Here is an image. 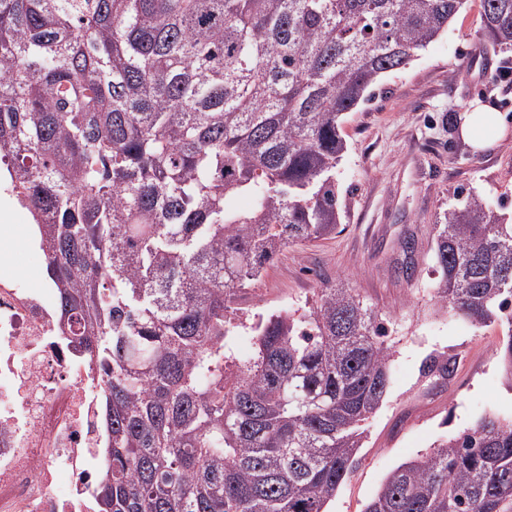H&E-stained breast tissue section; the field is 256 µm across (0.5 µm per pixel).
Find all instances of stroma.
<instances>
[{
    "instance_id": "35a3bbf8",
    "label": "stroma",
    "mask_w": 512,
    "mask_h": 512,
    "mask_svg": "<svg viewBox=\"0 0 512 512\" xmlns=\"http://www.w3.org/2000/svg\"><path fill=\"white\" fill-rule=\"evenodd\" d=\"M479 0L409 65L383 76L374 98L346 117L347 151L336 180L345 217L336 234L286 246L238 305L253 313L303 304L341 282L388 321L394 353L385 399L365 424L359 462L326 512H363L388 474L470 427L483 414L512 417V381L496 354L507 329L474 328L434 305L429 292L434 226L457 192L471 189L497 212L512 215V92L496 79L512 51L484 46ZM495 107L504 135L483 151L463 141L467 105ZM28 215L0 193V238L12 241L14 268L28 288L49 285L42 253L26 242ZM457 360L448 383L422 376L429 355Z\"/></svg>"
}]
</instances>
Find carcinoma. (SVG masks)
<instances>
[{
	"mask_svg": "<svg viewBox=\"0 0 512 512\" xmlns=\"http://www.w3.org/2000/svg\"><path fill=\"white\" fill-rule=\"evenodd\" d=\"M465 2L0 0V165L102 377L97 512H325L389 388L384 319L341 283L257 323L248 360L225 338L286 245L341 224L344 115ZM481 9L512 50V0ZM431 259V299L512 328V224L480 196ZM363 512H512V419L398 466Z\"/></svg>",
	"mask_w": 512,
	"mask_h": 512,
	"instance_id": "cac0c4a2",
	"label": "carcinoma"
}]
</instances>
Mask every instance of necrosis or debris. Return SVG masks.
Masks as SVG:
<instances>
[{"label":"necrosis or debris","mask_w":512,"mask_h":512,"mask_svg":"<svg viewBox=\"0 0 512 512\" xmlns=\"http://www.w3.org/2000/svg\"><path fill=\"white\" fill-rule=\"evenodd\" d=\"M99 392L54 292L24 287L0 248V512H89L106 446Z\"/></svg>","instance_id":"obj_1"}]
</instances>
